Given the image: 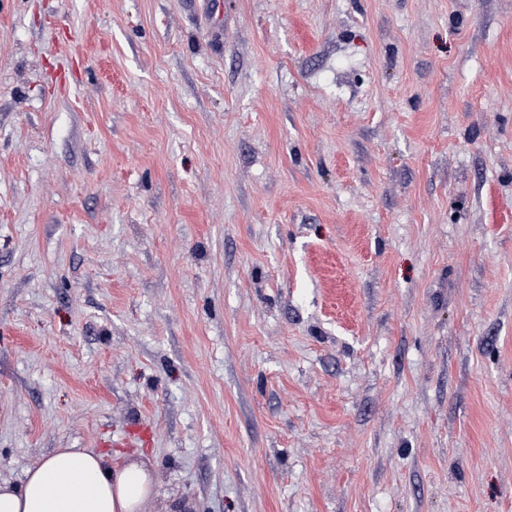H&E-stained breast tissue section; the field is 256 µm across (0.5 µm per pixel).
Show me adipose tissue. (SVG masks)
<instances>
[{"label":"adipose tissue","instance_id":"adipose-tissue-1","mask_svg":"<svg viewBox=\"0 0 512 512\" xmlns=\"http://www.w3.org/2000/svg\"><path fill=\"white\" fill-rule=\"evenodd\" d=\"M153 488L146 464L116 467L93 450L60 448L20 484L0 483V512H141Z\"/></svg>","mask_w":512,"mask_h":512}]
</instances>
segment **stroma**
Masks as SVG:
<instances>
[{"label":"stroma","instance_id":"stroma-1","mask_svg":"<svg viewBox=\"0 0 512 512\" xmlns=\"http://www.w3.org/2000/svg\"><path fill=\"white\" fill-rule=\"evenodd\" d=\"M142 512H512V0H0V480ZM151 469L113 467L87 448H59L29 467L19 485L0 483V512H142L153 494Z\"/></svg>","mask_w":512,"mask_h":512}]
</instances>
